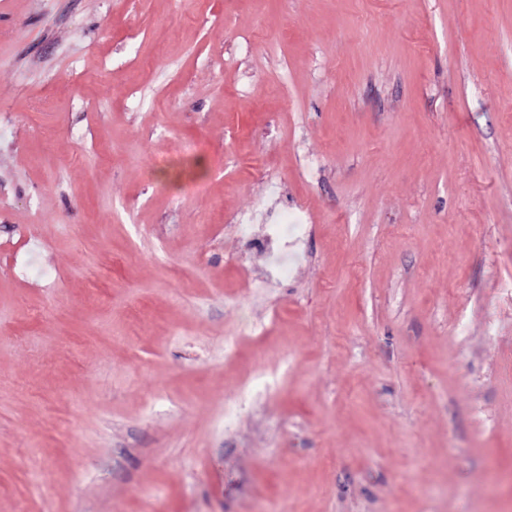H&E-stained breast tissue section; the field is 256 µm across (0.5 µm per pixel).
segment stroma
<instances>
[{
    "label": "stroma",
    "instance_id": "1",
    "mask_svg": "<svg viewBox=\"0 0 512 512\" xmlns=\"http://www.w3.org/2000/svg\"><path fill=\"white\" fill-rule=\"evenodd\" d=\"M0 512H512V0H0ZM283 218L278 215L275 218V224L268 225V234L262 236H254L250 243L252 246L265 248L270 240H277L283 252H296L302 241L301 228L304 224H290L288 231V224H282Z\"/></svg>",
    "mask_w": 512,
    "mask_h": 512
}]
</instances>
